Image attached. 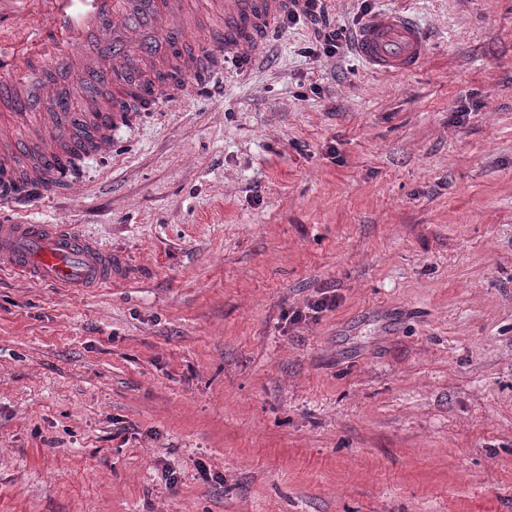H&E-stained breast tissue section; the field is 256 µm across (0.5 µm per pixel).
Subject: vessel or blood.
I'll return each instance as SVG.
<instances>
[{"mask_svg":"<svg viewBox=\"0 0 512 512\" xmlns=\"http://www.w3.org/2000/svg\"><path fill=\"white\" fill-rule=\"evenodd\" d=\"M148 0L143 25L133 0H86L78 18L59 23L66 65L102 94L66 90L29 67H0V200L12 206L33 191L50 195L73 183L75 154L112 153L135 112L160 111L164 91L207 88L228 61L267 43L304 0ZM426 30L395 10L372 14L358 30L356 57L378 75H407L424 64ZM58 288H106L121 256L73 224H1L0 269Z\"/></svg>","mask_w":512,"mask_h":512,"instance_id":"b4317fda","label":"vessel or blood"}]
</instances>
